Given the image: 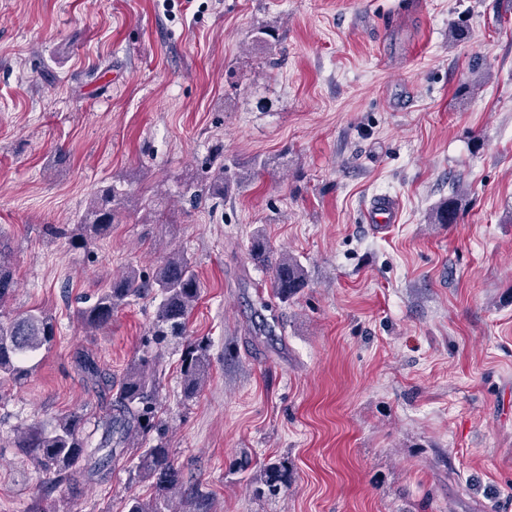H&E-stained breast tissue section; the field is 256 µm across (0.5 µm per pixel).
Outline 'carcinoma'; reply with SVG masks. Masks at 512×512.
Listing matches in <instances>:
<instances>
[{"label": "carcinoma", "mask_w": 512, "mask_h": 512, "mask_svg": "<svg viewBox=\"0 0 512 512\" xmlns=\"http://www.w3.org/2000/svg\"><path fill=\"white\" fill-rule=\"evenodd\" d=\"M212 176L208 185L211 197L222 200L233 184H243L257 176L265 164L256 162L247 170H234L235 162L224 163V149L212 153ZM125 192L112 184L100 190L73 229L66 224L46 225V234L54 239L66 237L76 248L86 249L112 233V225L125 218L121 206ZM458 210L453 199L439 206L433 216L435 224H455ZM251 256L259 262L270 260V251L262 235L251 243ZM274 295L282 303L296 298L308 286L303 266L284 254L272 266ZM14 268L8 254L0 248V307L15 292ZM160 297L150 333V342L165 346L185 340L181 361L182 397L194 399L207 382L209 346L204 339H184L192 310L201 296L195 264L184 254L160 261L152 275L131 267L112 279L85 305L76 317L89 329H101L112 322V312L149 294ZM55 337V317L45 310H29L5 321L0 320V382L15 386L25 384L36 368L35 359L51 348ZM87 382L99 391L115 392L114 405L106 406L96 427L88 431L84 416L70 412L59 417L50 429L38 425L27 427L17 438L16 447L45 475L40 494L29 512H46L44 503L65 486L77 489V478L103 483L112 474V462L126 452L137 458L138 478L150 484L153 497L142 499L132 494L125 512H177L174 500L179 495L182 477L175 466L172 450L164 434L158 402L159 364L142 357L114 380L89 356L78 361ZM126 444L119 450L112 441ZM258 492L274 495L288 484V470L281 464L263 465L257 477Z\"/></svg>", "instance_id": "1"}]
</instances>
